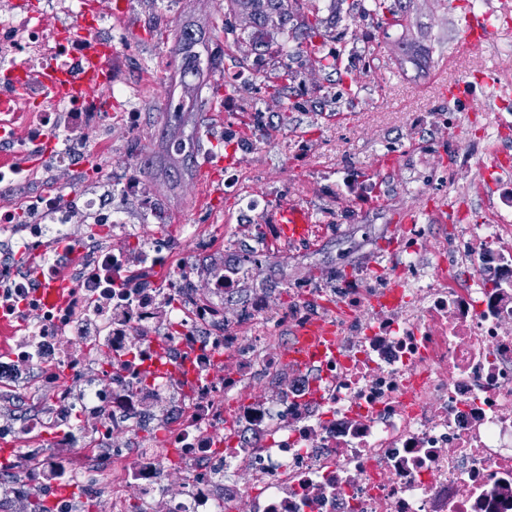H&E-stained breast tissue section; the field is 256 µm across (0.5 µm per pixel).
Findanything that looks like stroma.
Returning a JSON list of instances; mask_svg holds the SVG:
<instances>
[{"label":"stroma","mask_w":512,"mask_h":512,"mask_svg":"<svg viewBox=\"0 0 512 512\" xmlns=\"http://www.w3.org/2000/svg\"><path fill=\"white\" fill-rule=\"evenodd\" d=\"M397 39L385 38L381 49L388 61L379 79L362 78V89L355 108H348L341 91L345 90L344 71L353 70L355 58L363 51L362 19L342 17L336 31L346 42L341 71L325 70L312 83L313 92L300 99L298 108L289 113L285 133H302L312 145L310 156L301 159L290 182L289 201L312 210L325 211L336 204L334 187L314 193L302 190L301 183L313 172H334L351 166L369 168L383 161L391 169L390 201L360 216L363 224H373L382 233L375 240L383 245L384 228L395 227L421 201V196L404 192L405 182L419 177L421 171L444 169L455 148L446 129L432 130L422 138L418 153L407 154L399 135L408 115H434L444 109L445 96L441 84L458 82L462 70L475 69L482 74H496L500 59L491 40L479 47L461 50L458 22L463 17L465 0H405ZM167 0H129L125 19L126 44L123 60L116 75L126 80L137 79L141 66L154 64L164 51L172 48L171 29H159L145 22L146 14L166 7ZM175 22L190 20L201 26L210 43H224V12L219 0H178ZM159 88L137 102L143 114L142 126L134 140H126L121 132L112 134V155L122 157L126 146H134L137 154H151L159 149L160 112L169 94L167 74H160ZM194 119L203 135V166L197 167L176 190L157 186L153 197L163 213L162 221L147 220L144 232L168 236L181 224H207L224 212L237 210L238 198L222 187L223 167L215 164L213 153L224 142V128L215 122L208 110L196 112ZM393 143L391 155H377L379 142ZM373 248L356 249L323 238L310 251L306 263L295 264L286 257L269 258L262 275L274 299L288 296L287 285L296 280L307 281L327 274L332 267L366 266L375 262Z\"/></svg>","instance_id":"1"}]
</instances>
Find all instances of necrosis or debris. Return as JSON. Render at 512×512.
I'll return each mask as SVG.
<instances>
[{"instance_id": "1", "label": "necrosis or debris", "mask_w": 512, "mask_h": 512, "mask_svg": "<svg viewBox=\"0 0 512 512\" xmlns=\"http://www.w3.org/2000/svg\"><path fill=\"white\" fill-rule=\"evenodd\" d=\"M89 29L105 42L124 22L92 0H0V512L46 499L53 512H512V40L484 85L494 109L450 125L454 167H488L499 202L472 215L450 171L435 211L413 212L379 263L294 288L287 302L252 294L234 319L224 298L258 283L279 251L263 226L244 260L252 216L279 204L262 183V146L287 148L239 93L266 66L302 60L279 41L263 61L233 65L209 109L242 157L225 167L239 211L223 226L185 224L179 238L136 233L126 200L141 197L129 160L117 201L59 181L92 165L111 176L112 132L133 137L132 98L159 71L103 91L59 94L78 73ZM353 205H377L381 174L341 171ZM99 235L80 236V218ZM35 252L37 272L12 257ZM223 254L207 294L193 288L199 254ZM71 288L46 303L43 284ZM334 333V351L303 362L302 330Z\"/></svg>"}]
</instances>
